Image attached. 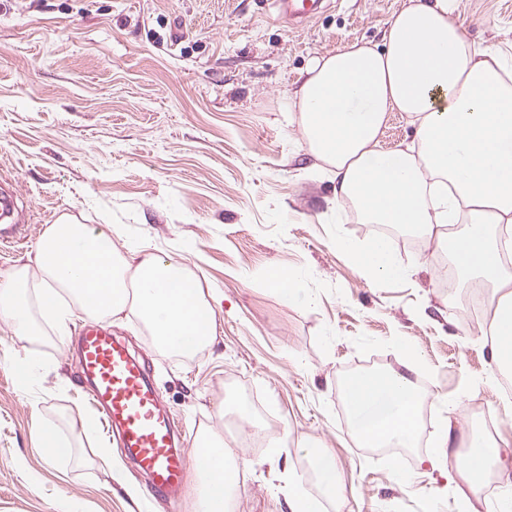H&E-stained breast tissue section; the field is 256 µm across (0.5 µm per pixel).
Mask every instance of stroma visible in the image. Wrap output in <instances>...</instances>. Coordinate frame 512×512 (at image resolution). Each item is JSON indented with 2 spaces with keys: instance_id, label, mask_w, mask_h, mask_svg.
Segmentation results:
<instances>
[{
  "instance_id": "stroma-1",
  "label": "stroma",
  "mask_w": 512,
  "mask_h": 512,
  "mask_svg": "<svg viewBox=\"0 0 512 512\" xmlns=\"http://www.w3.org/2000/svg\"><path fill=\"white\" fill-rule=\"evenodd\" d=\"M405 0H323L292 25L272 0H0V184L20 195L21 234L0 242V277L33 263L46 225L64 214L99 228L120 226L123 253L140 247L183 259L204 291H220L214 341L188 359L158 350L137 322L110 328L148 366L162 405L192 447L238 392L252 416L275 421L281 446H244L233 512H288V486L316 493L305 451L329 450L343 475L340 504L326 512H487L489 496L463 501L426 459L448 416L473 428L479 406L494 409L500 466L512 472L507 392L489 369L471 291L447 290L432 249L396 245L405 280L373 282L336 245L370 234L335 202L327 175L313 170L284 108L309 60L355 39L379 40ZM468 37L512 42V0H461ZM297 274L315 302L276 294L266 269ZM76 320L67 338L52 329L30 339L0 323V512H193L192 476L174 498H148L146 479L115 448L114 475L79 380ZM422 355L428 400L418 447L407 449L409 483L394 482L397 454L362 448L350 434L341 394L347 375L399 364L396 337ZM37 350L43 378L16 389L14 356ZM80 434L73 457H43L35 417ZM37 490H30V478Z\"/></svg>"
}]
</instances>
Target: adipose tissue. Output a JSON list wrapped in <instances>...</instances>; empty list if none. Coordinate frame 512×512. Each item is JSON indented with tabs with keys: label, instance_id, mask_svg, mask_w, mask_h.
I'll use <instances>...</instances> for the list:
<instances>
[{
	"label": "adipose tissue",
	"instance_id": "1",
	"mask_svg": "<svg viewBox=\"0 0 512 512\" xmlns=\"http://www.w3.org/2000/svg\"><path fill=\"white\" fill-rule=\"evenodd\" d=\"M288 121L297 124L315 161L336 183L339 206L361 223L389 224L448 250L463 283L480 280L488 321L482 331L493 367L512 371V53L471 41L459 0H406L381 42L354 41L314 57L288 98ZM406 116L413 137L386 150L382 128L389 113ZM463 224L460 235L445 225ZM337 247L378 281L402 280L411 268L397 260L389 238L364 245L340 238ZM109 322L135 315L163 351L189 354L210 345L217 315L199 276L184 261L118 251L112 237L70 218L42 232L34 266L0 281V322L13 335H41L50 325L70 332L77 315ZM400 368L353 375L346 405L355 439L376 448L416 447L424 397L412 375L420 354L404 338ZM429 457L433 469L478 491L498 478L495 512H512V476L494 475L498 445L473 431L458 447L446 420ZM195 512H231L240 454L210 431L193 450ZM319 493L288 494L289 512H322L342 497L341 473L331 452L309 453Z\"/></svg>",
	"mask_w": 512,
	"mask_h": 512
}]
</instances>
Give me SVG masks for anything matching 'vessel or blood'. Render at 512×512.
I'll list each match as a JSON object with an SVG mask.
<instances>
[{"label":"vessel or blood","mask_w":512,"mask_h":512,"mask_svg":"<svg viewBox=\"0 0 512 512\" xmlns=\"http://www.w3.org/2000/svg\"><path fill=\"white\" fill-rule=\"evenodd\" d=\"M289 20L304 23L319 0H279ZM81 373L95 410L89 430L116 431L124 453L145 475L150 497H169L181 487L190 462L177 443L173 418L162 409L145 368L107 327L93 323L78 341Z\"/></svg>","instance_id":"1"}]
</instances>
